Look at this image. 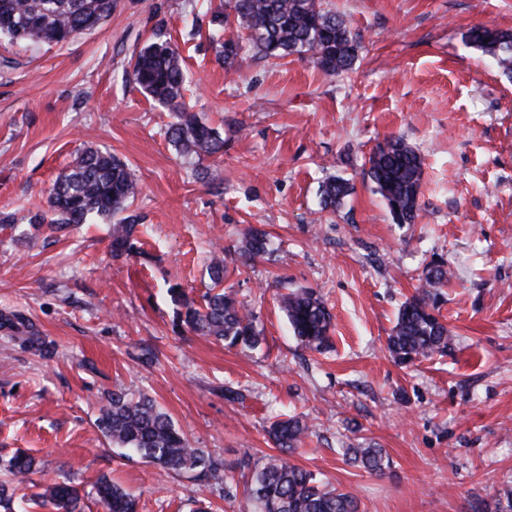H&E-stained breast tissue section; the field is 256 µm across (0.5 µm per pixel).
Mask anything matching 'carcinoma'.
<instances>
[{"mask_svg":"<svg viewBox=\"0 0 512 512\" xmlns=\"http://www.w3.org/2000/svg\"><path fill=\"white\" fill-rule=\"evenodd\" d=\"M115 0H0V35L33 44H63L76 35L97 28L112 15ZM209 37L221 50L218 60L231 66L241 53L250 51L260 59H283L307 54L323 72L348 71L358 58L360 44L351 35L346 20L321 8L319 0H224L210 9ZM234 23L246 31V42L224 39V26ZM468 41L493 58L503 73L512 77V32L476 26ZM133 81L147 95L175 111L176 121L167 131L169 140L185 155L201 158L224 153V138L192 112L185 111L186 71L178 46L168 40L146 45L137 55ZM366 175L377 186L394 220L412 224L418 216L423 161L418 151L400 137L378 144L367 161ZM353 187L332 176L321 186L322 208L335 209ZM139 192L127 167L110 153L93 148L79 152L68 172L54 183L48 209L29 217L36 230L63 233L79 224L112 222V252L116 256L138 253L134 242L137 217H120ZM271 241L261 229L249 228L239 247L247 261L270 256ZM211 285L203 303L189 299L179 285L167 293L173 324L197 335L212 337L229 347L257 348L262 336L256 313L235 293L224 289V258L214 256L207 267ZM452 273L443 258L429 262L419 276L417 294L399 308L387 349L400 364L427 359L448 351V328L435 314L436 291L448 286ZM281 307L300 343L320 352L329 346L331 315L312 290L281 297ZM0 327L13 332L28 348L50 355L51 344L28 318L1 313ZM95 425L118 448L135 452L144 462L173 473L194 472L202 478L218 475L224 462L195 447L176 428L156 401L147 396L130 397L115 391L100 409ZM316 433L299 417L275 421L269 435L279 454L262 462L242 458L238 468L248 470L247 491L253 512H360V501L351 492L328 486L312 471L292 464L289 456ZM348 460L378 473L385 468L380 448L357 445L345 449ZM33 460L22 452L9 460L10 471L25 478ZM96 495L107 512H137L135 497L107 478L96 485ZM25 504H52L56 512H79V490L66 480L33 497H20Z\"/></svg>","mask_w":512,"mask_h":512,"instance_id":"1","label":"carcinoma"}]
</instances>
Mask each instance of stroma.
I'll return each instance as SVG.
<instances>
[{
    "label": "stroma",
    "mask_w": 512,
    "mask_h": 512,
    "mask_svg": "<svg viewBox=\"0 0 512 512\" xmlns=\"http://www.w3.org/2000/svg\"><path fill=\"white\" fill-rule=\"evenodd\" d=\"M201 2L116 0L63 45L0 37V212L16 218L0 228V313H23L53 343L44 358L0 329V481L29 495L71 480L85 512H104L103 478L133 493L138 512H190L198 499L249 512L245 489L220 498L223 477L205 484L113 449L95 420L122 390L155 399L229 467L275 454L270 423L304 416L320 436L291 462L354 493L361 512H493L512 486V79L467 33L512 31V0H321L363 46L335 75L297 54L222 66L206 32H190ZM158 38L178 44L185 101L219 131L223 154L182 155L165 136L172 110L131 82L136 53ZM391 136L423 159L411 224L363 175ZM86 147L137 180L141 255L113 257L104 224L57 242L30 228ZM331 176L354 185L334 211L319 197ZM251 227L276 252L245 264L237 249ZM215 254L258 317L259 348L172 324L168 287L201 300ZM436 254L454 272L438 310L452 348L397 363L387 338ZM304 288L333 316L320 353L279 305ZM145 348L154 361H139ZM228 387L242 400H227ZM358 443L383 449L390 468L345 463ZM18 450L34 460L23 483L2 465Z\"/></svg>",
    "instance_id": "35a3bbf8"
}]
</instances>
